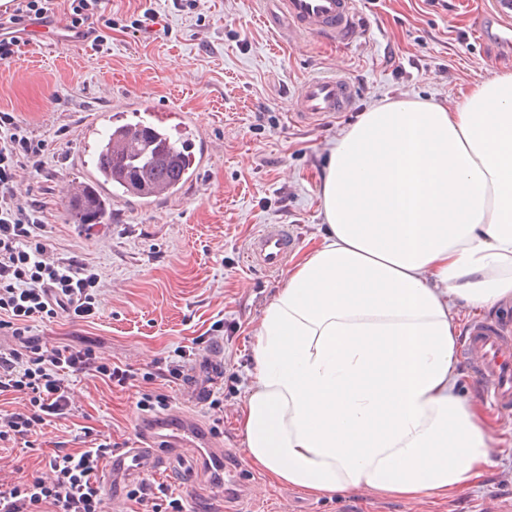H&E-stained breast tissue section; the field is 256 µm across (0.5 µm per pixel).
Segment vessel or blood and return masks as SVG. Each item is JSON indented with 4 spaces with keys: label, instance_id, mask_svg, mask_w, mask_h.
Segmentation results:
<instances>
[{
    "label": "vessel or blood",
    "instance_id": "vessel-or-blood-1",
    "mask_svg": "<svg viewBox=\"0 0 512 512\" xmlns=\"http://www.w3.org/2000/svg\"><path fill=\"white\" fill-rule=\"evenodd\" d=\"M266 23L288 37L314 36L328 44L350 43L358 36L359 0H268ZM476 30L500 48L512 47V0H500L497 12L479 18ZM356 91L344 74L312 78L301 87L294 102L295 117L318 121L348 111ZM296 244L294 235L276 224L254 234L246 248L252 262L267 269L282 265ZM466 359L477 369L487 390L486 400L495 406H512V337L500 323L468 325L463 341ZM222 443L192 413L171 409L144 414L136 422V443L115 450L108 462L105 482L112 512H122L130 481L166 473L179 459L195 458L197 464L222 457Z\"/></svg>",
    "mask_w": 512,
    "mask_h": 512
}]
</instances>
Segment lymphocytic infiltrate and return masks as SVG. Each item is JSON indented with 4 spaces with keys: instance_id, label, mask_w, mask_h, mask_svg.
Listing matches in <instances>:
<instances>
[{
    "instance_id": "obj_1",
    "label": "lymphocytic infiltrate",
    "mask_w": 512,
    "mask_h": 512,
    "mask_svg": "<svg viewBox=\"0 0 512 512\" xmlns=\"http://www.w3.org/2000/svg\"><path fill=\"white\" fill-rule=\"evenodd\" d=\"M68 32L101 43L95 15L99 0H67ZM50 0H7L0 9V61L12 59L29 25L49 23ZM49 153L45 140L29 137L10 112L0 111V334L13 346L0 347V397L17 394L22 408L0 413V447L36 435L47 423L71 414L68 378L87 375L125 386L133 369L103 361L88 347L52 345L30 336L34 319L65 316L80 322L95 316L101 277L89 264L56 256L44 233L43 203L19 189L22 172L41 175ZM112 440L58 452L46 472L20 481H0V512H105L96 480L112 454ZM140 512H184L181 499L162 483L145 480L128 493Z\"/></svg>"
}]
</instances>
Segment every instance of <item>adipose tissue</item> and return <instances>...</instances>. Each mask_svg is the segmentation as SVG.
<instances>
[{
  "label": "adipose tissue",
  "instance_id": "obj_1",
  "mask_svg": "<svg viewBox=\"0 0 512 512\" xmlns=\"http://www.w3.org/2000/svg\"><path fill=\"white\" fill-rule=\"evenodd\" d=\"M322 215L255 333L251 463L311 495L474 486L498 427L459 393L457 309L512 300V73L452 109L363 112L329 150Z\"/></svg>",
  "mask_w": 512,
  "mask_h": 512
}]
</instances>
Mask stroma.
<instances>
[{
  "instance_id": "obj_1",
  "label": "stroma",
  "mask_w": 512,
  "mask_h": 512,
  "mask_svg": "<svg viewBox=\"0 0 512 512\" xmlns=\"http://www.w3.org/2000/svg\"><path fill=\"white\" fill-rule=\"evenodd\" d=\"M495 0H361L363 36L334 48L314 37L294 43L263 22V0H101L103 45L26 35L17 54L0 62V111L14 113L29 136L46 140L52 179L25 178L22 186L45 204L49 239L58 256L93 265L103 292L86 322L36 320L32 336L54 345L89 347L106 362L142 374L177 360L182 347L219 349L223 367L207 398L195 401L181 380H138L115 387L71 376L73 415L45 427L32 445L0 450V479L39 474L55 442L84 448L111 438L134 444L136 407L157 390L215 429L242 466L254 492L239 496L216 467L205 468L197 492L180 475L164 483L181 494L186 512H505L512 507V410H501L505 456L475 489L413 506L372 493L309 496L269 485L249 460L238 410L252 367L254 332L264 307L283 286L287 266L270 271L249 261L244 248L268 224L297 239L289 263L312 245L323 222L321 188L327 150L365 109L398 99L455 107L462 93L493 75L512 72V53L479 41L478 15ZM157 13L150 38L126 30L130 15ZM344 64L357 100L350 112L317 125L291 118L302 83L334 76ZM162 111L171 138L191 140L208 153L196 179L170 198L147 206L113 198L100 224L71 223L62 187L94 168V149L126 102ZM223 395L216 413L209 398Z\"/></svg>"
}]
</instances>
